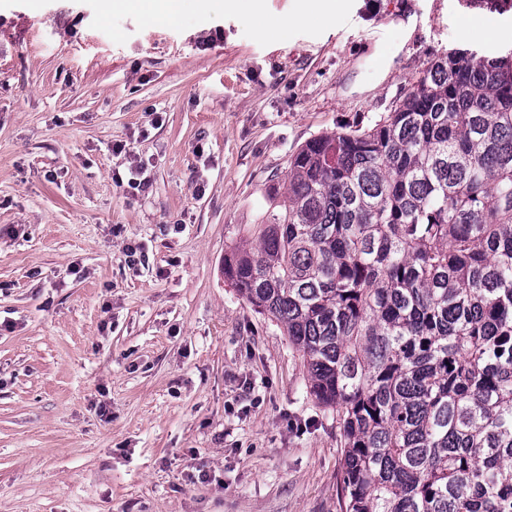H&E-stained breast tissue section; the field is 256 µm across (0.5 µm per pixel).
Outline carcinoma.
Instances as JSON below:
<instances>
[{
	"instance_id": "cac0c4a2",
	"label": "carcinoma",
	"mask_w": 512,
	"mask_h": 512,
	"mask_svg": "<svg viewBox=\"0 0 512 512\" xmlns=\"http://www.w3.org/2000/svg\"><path fill=\"white\" fill-rule=\"evenodd\" d=\"M224 278L336 414L342 512H512V50L310 139Z\"/></svg>"
}]
</instances>
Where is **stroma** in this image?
I'll list each match as a JSON object with an SVG mask.
<instances>
[{
    "label": "stroma",
    "instance_id": "obj_1",
    "mask_svg": "<svg viewBox=\"0 0 512 512\" xmlns=\"http://www.w3.org/2000/svg\"><path fill=\"white\" fill-rule=\"evenodd\" d=\"M0 0V512H341L336 417L225 281L310 139L373 125L465 0H348L258 36ZM141 169L130 182V165Z\"/></svg>",
    "mask_w": 512,
    "mask_h": 512
}]
</instances>
